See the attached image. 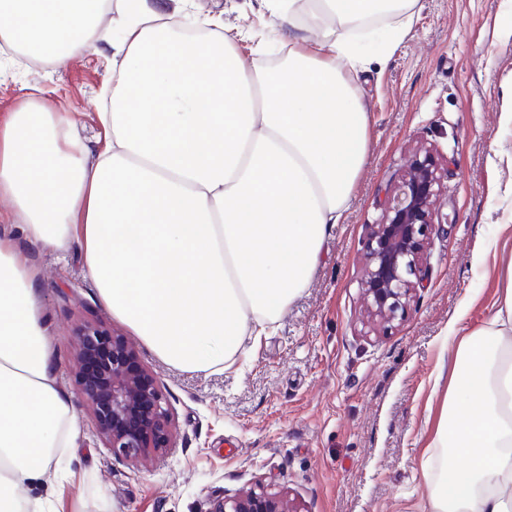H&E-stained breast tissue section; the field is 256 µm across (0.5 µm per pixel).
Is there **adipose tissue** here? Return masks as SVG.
Returning a JSON list of instances; mask_svg holds the SVG:
<instances>
[{
	"label": "adipose tissue",
	"instance_id": "obj_1",
	"mask_svg": "<svg viewBox=\"0 0 512 512\" xmlns=\"http://www.w3.org/2000/svg\"><path fill=\"white\" fill-rule=\"evenodd\" d=\"M262 0L289 25L287 60L252 73L214 20L187 41L154 0H0V39L67 67L114 14L107 144L28 94L0 119V198L43 250L77 242L113 318L174 367L224 369L306 287L367 160L368 114L343 72L366 61L348 23L395 0ZM428 512H512V269L448 360ZM78 419L57 384L36 273L0 234V512H53L23 487L63 476Z\"/></svg>",
	"mask_w": 512,
	"mask_h": 512
}]
</instances>
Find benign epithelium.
<instances>
[{"instance_id": "7a95c632", "label": "benign epithelium", "mask_w": 512, "mask_h": 512, "mask_svg": "<svg viewBox=\"0 0 512 512\" xmlns=\"http://www.w3.org/2000/svg\"><path fill=\"white\" fill-rule=\"evenodd\" d=\"M441 185L440 164L423 147L384 204L381 221L368 226L361 292L371 321L390 322L404 315L426 260L427 231L435 223L434 202ZM76 359L103 353L99 371L81 376L83 397L94 411L95 430L112 454L132 463L172 446L169 406L156 378L141 367L125 337L96 322L76 327ZM209 512H297L279 492L247 489L210 500Z\"/></svg>"}]
</instances>
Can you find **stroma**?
Wrapping results in <instances>:
<instances>
[{
  "label": "stroma",
  "instance_id": "35a3bbf8",
  "mask_svg": "<svg viewBox=\"0 0 512 512\" xmlns=\"http://www.w3.org/2000/svg\"><path fill=\"white\" fill-rule=\"evenodd\" d=\"M187 12L239 27L237 51L264 69L281 52L257 0H188ZM410 33L387 62L369 48L357 80L369 114L368 161L309 284L246 357L226 370L184 371L137 343L174 418V443L135 467L105 448L77 383L81 321L124 326L101 305L72 243L48 252L17 237L39 274L43 317L79 436L65 480L41 488L53 512H207L215 496L256 485L298 512H425L420 467L448 393V355L486 318L512 262V0H417ZM75 115L74 132L105 145L97 114L112 86L106 44L66 68L20 54L0 67V115L28 87ZM441 161L438 222L405 315L366 318L360 282L368 225L419 146Z\"/></svg>",
  "mask_w": 512,
  "mask_h": 512
}]
</instances>
